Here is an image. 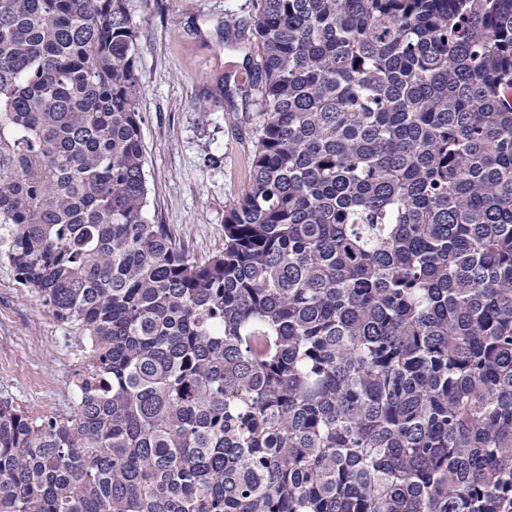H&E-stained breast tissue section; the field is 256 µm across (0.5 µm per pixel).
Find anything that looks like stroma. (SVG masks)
I'll return each mask as SVG.
<instances>
[{"instance_id": "obj_1", "label": "stroma", "mask_w": 512, "mask_h": 512, "mask_svg": "<svg viewBox=\"0 0 512 512\" xmlns=\"http://www.w3.org/2000/svg\"><path fill=\"white\" fill-rule=\"evenodd\" d=\"M137 25L146 216L205 261L224 248V214L250 179L254 96L242 90L253 0H125ZM238 24L225 28L226 17ZM77 324L57 321L0 258V402L32 417L73 410Z\"/></svg>"}]
</instances>
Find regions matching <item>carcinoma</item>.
Wrapping results in <instances>:
<instances>
[{
    "label": "carcinoma",
    "instance_id": "obj_1",
    "mask_svg": "<svg viewBox=\"0 0 512 512\" xmlns=\"http://www.w3.org/2000/svg\"><path fill=\"white\" fill-rule=\"evenodd\" d=\"M252 177L146 217L124 0H0V256L83 332L0 512H512V0H255Z\"/></svg>",
    "mask_w": 512,
    "mask_h": 512
}]
</instances>
